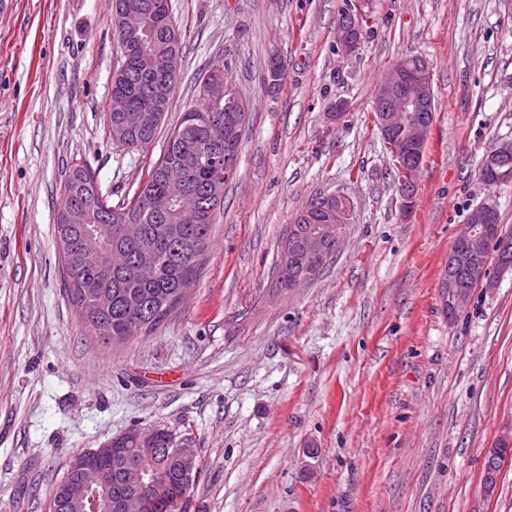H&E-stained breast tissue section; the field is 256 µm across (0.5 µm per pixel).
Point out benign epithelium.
Listing matches in <instances>:
<instances>
[{
	"mask_svg": "<svg viewBox=\"0 0 512 512\" xmlns=\"http://www.w3.org/2000/svg\"><path fill=\"white\" fill-rule=\"evenodd\" d=\"M122 25L125 42L124 55L133 60V66L141 76L156 78L158 76L167 80L176 75L174 66L160 69L158 57L153 53L137 49L134 39L142 26L143 15L139 12H122L119 16ZM361 23L359 15L346 11L338 19L336 24L335 45L336 51L343 54H351L358 44L356 35L360 31ZM210 91L213 96L224 101V109L227 112L234 110L240 101L239 92L230 83L223 82L220 77H215L210 82ZM433 102V86L428 64H423L419 70L407 73L401 68H395L388 78L379 85L375 97V109L379 113V126L383 132H391L395 129L403 131L400 139V158L405 161L419 147L426 145L427 133L430 129L425 113L431 111ZM111 111L135 112V107L129 94L123 89H112ZM249 114L245 113L236 120L220 122L211 116H200L198 120L203 122L211 131V141L219 143L230 141L242 133L247 125ZM151 208L158 212H164L171 206L180 205L181 211L190 217L196 216L199 209L183 204V196H155L148 195ZM346 212L340 206L336 207V217L331 223L322 226L317 232L301 230L295 226L290 227L287 241L283 242L279 253V266L286 267L296 249L304 253L328 259L335 253L342 241L345 231ZM121 231L125 238L131 240L139 253L150 254L156 249V240L143 233L140 225L126 216H121ZM492 217L488 214H469L466 225L455 240L448 252V261L442 272L441 287H448V273L455 269H468L477 256L489 253L490 248L497 247L496 260L504 269L512 267V239L489 229L479 231L478 224H490ZM66 262L70 267H84L91 262L101 263L110 268L126 267L131 262V256L124 250L105 247L89 252H66ZM512 450V432L501 435L488 456L487 465L491 466L502 451ZM173 452L183 463L185 469L192 468L196 452L187 441L175 443ZM112 455V442H106L102 447L90 449L83 453L80 462L81 470L78 478L73 483L58 485L60 495L66 501L75 503L79 508H84L87 493L97 490L102 486L105 471L102 459ZM124 482L130 488V492L112 505L117 512H147L152 502H161L168 499L179 498L181 494L175 490L169 482L156 478H145L139 470H127L123 475Z\"/></svg>",
	"mask_w": 512,
	"mask_h": 512,
	"instance_id": "benign-epithelium-1",
	"label": "benign epithelium"
}]
</instances>
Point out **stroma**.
I'll return each mask as SVG.
<instances>
[{"label":"stroma","instance_id":"1","mask_svg":"<svg viewBox=\"0 0 512 512\" xmlns=\"http://www.w3.org/2000/svg\"><path fill=\"white\" fill-rule=\"evenodd\" d=\"M0 12V512H49L78 454L134 428L188 440L200 472L180 512H512L485 455L512 430V273L489 267L455 314L448 251L470 211L512 227V183L485 157L512 142V0H171L182 34L156 140L104 126L120 52L111 0H10ZM251 106L236 177L181 303L152 333L102 343L63 278L56 218L72 162L133 194L198 100L215 56ZM429 64L435 120L411 216L375 123L401 57ZM285 76L271 85L267 68ZM345 101L332 117L331 106ZM354 208L319 276L276 288L280 242L319 193ZM361 23L358 14L346 11L336 24L335 45L336 51L342 55L351 54L357 44L356 35L360 31Z\"/></svg>","mask_w":512,"mask_h":512}]
</instances>
